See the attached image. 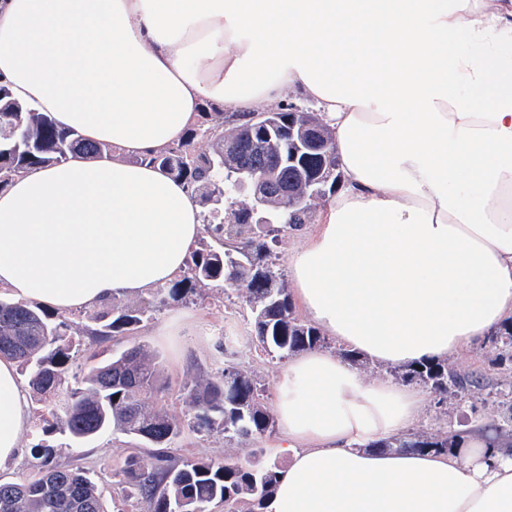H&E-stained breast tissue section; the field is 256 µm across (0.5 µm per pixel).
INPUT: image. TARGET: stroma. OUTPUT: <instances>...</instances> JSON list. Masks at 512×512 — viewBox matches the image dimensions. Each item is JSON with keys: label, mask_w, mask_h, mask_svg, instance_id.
<instances>
[{"label": "stroma", "mask_w": 512, "mask_h": 512, "mask_svg": "<svg viewBox=\"0 0 512 512\" xmlns=\"http://www.w3.org/2000/svg\"><path fill=\"white\" fill-rule=\"evenodd\" d=\"M230 329L240 338L239 358L245 370L257 375L265 390L267 403H274L276 381L283 365L270 360L253 343L254 328L248 307L227 301L223 290L208 285L198 292L196 300L159 307L151 319L130 336H115L107 342L92 343L95 351L122 350L137 344L156 353L169 382L164 405L170 413L183 416L185 405L180 389L187 380L214 371L220 355L216 334ZM496 354L477 345L453 356L452 361L464 373L477 371L484 381L473 400H449L446 414H439L432 393H425L419 425L432 428L466 429L477 423L497 419L499 391L504 375L495 364ZM50 440L59 445V463L80 467L93 475L107 512H145L141 499L126 495L119 470L125 457L138 445L137 440L120 433H106L85 444H67L64 435L52 434ZM252 445L248 442H228L223 434H200L184 428L174 445V453L183 457H231L246 461Z\"/></svg>", "instance_id": "obj_1"}]
</instances>
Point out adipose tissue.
<instances>
[{"mask_svg": "<svg viewBox=\"0 0 512 512\" xmlns=\"http://www.w3.org/2000/svg\"><path fill=\"white\" fill-rule=\"evenodd\" d=\"M0 80L115 146L0 190V288L58 313L171 282L200 206L135 163L205 104L318 107L344 179L288 263L308 318L383 365L459 354L512 320V0H0ZM419 390L334 354L289 361L275 406L288 458L266 512H512V450L484 430L448 455L376 453ZM29 390L0 358V468Z\"/></svg>", "mask_w": 512, "mask_h": 512, "instance_id": "obj_1", "label": "adipose tissue"}]
</instances>
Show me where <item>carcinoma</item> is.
<instances>
[{
  "label": "carcinoma",
  "instance_id": "carcinoma-1",
  "mask_svg": "<svg viewBox=\"0 0 512 512\" xmlns=\"http://www.w3.org/2000/svg\"><path fill=\"white\" fill-rule=\"evenodd\" d=\"M204 119L209 125H195L164 150L137 157L182 181L202 204L213 205L202 214L209 239L191 250L182 274L154 289V300L129 304L114 294L91 313L66 317L0 296V357L17 363L33 399L42 405L34 425L41 439L31 448L38 471L24 483L0 481V512H106L85 470L55 463L58 448L48 436L59 432L81 444L111 429L153 447L147 455L131 452L121 469L124 491L141 499L147 512H209L213 505L224 506V512H265L278 482V464L172 455L186 425L221 432L227 441L259 440L273 432L275 419L263 385L238 361L237 337L218 332L222 366L183 384V419L147 403L162 399L168 384L144 348L134 346L100 362L82 358L81 336L107 340L133 334L158 305L185 301L201 284L231 290L245 302L255 346L272 359L327 345L319 329L296 313L273 246L311 223L316 201L333 194L341 181L332 130L317 113L291 112L287 105L240 115L228 134L224 113L206 112ZM200 137L209 139V152L195 149ZM112 149L15 101L0 82V190L32 166L57 165L78 155L108 159ZM484 345L497 352L498 365L512 364V323ZM397 376L428 388L440 408L480 386V377L458 372L446 359L405 366ZM501 395L502 421L488 425L497 438L512 435L511 382L504 383ZM461 435L422 427L367 448L446 454Z\"/></svg>",
  "mask_w": 512,
  "mask_h": 512
}]
</instances>
